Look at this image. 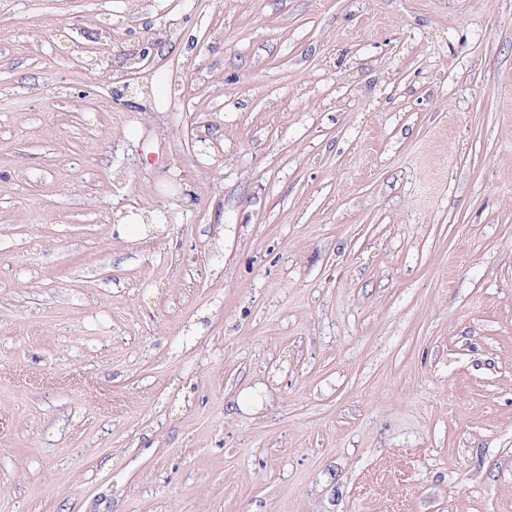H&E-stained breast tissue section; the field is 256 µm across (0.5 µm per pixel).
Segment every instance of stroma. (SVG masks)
Returning a JSON list of instances; mask_svg holds the SVG:
<instances>
[{
  "label": "stroma",
  "instance_id": "obj_1",
  "mask_svg": "<svg viewBox=\"0 0 512 512\" xmlns=\"http://www.w3.org/2000/svg\"><path fill=\"white\" fill-rule=\"evenodd\" d=\"M0 512H512V0H0Z\"/></svg>",
  "mask_w": 512,
  "mask_h": 512
}]
</instances>
